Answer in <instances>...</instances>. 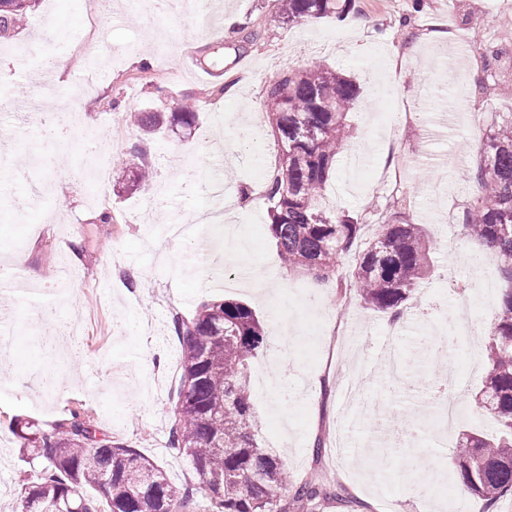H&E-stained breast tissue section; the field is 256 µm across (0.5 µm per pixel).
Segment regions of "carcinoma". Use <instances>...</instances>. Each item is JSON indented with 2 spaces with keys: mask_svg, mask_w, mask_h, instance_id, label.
<instances>
[{
  "mask_svg": "<svg viewBox=\"0 0 512 512\" xmlns=\"http://www.w3.org/2000/svg\"><path fill=\"white\" fill-rule=\"evenodd\" d=\"M37 0H0V37L27 18ZM274 23L303 24L342 19L352 0H277ZM358 89L347 74L314 64L282 71L265 86L264 105L278 147L279 165L265 177L267 230L284 265L321 282L339 262L357 254L353 287L366 308L397 319L428 271L429 240L423 225L400 212L374 225L359 247L365 225L322 207L323 191L349 134L348 112ZM198 105L177 102L169 112H137L133 124L149 138L200 119ZM470 180L476 196L463 212L466 235L490 246L503 278L497 322L481 348L487 375L480 394L496 420L492 436L460 435L453 453L456 490L497 501L512 495V114L490 127ZM152 166L140 158L131 183L148 188ZM180 345L179 387L169 447L189 458L195 481L176 489L163 469L131 446L98 431L89 417L71 411L50 433H16L26 462L42 464L38 482L21 483L19 512H98L88 493L98 488L108 512H198V488L209 512H314L329 497H342L331 483H288L278 460L257 441L250 400V365L265 347L256 312L237 300L205 301L190 317H172ZM449 346L426 340L429 362Z\"/></svg>",
  "mask_w": 512,
  "mask_h": 512,
  "instance_id": "1",
  "label": "carcinoma"
}]
</instances>
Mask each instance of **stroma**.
Masks as SVG:
<instances>
[{
	"instance_id": "1",
	"label": "stroma",
	"mask_w": 512,
	"mask_h": 512,
	"mask_svg": "<svg viewBox=\"0 0 512 512\" xmlns=\"http://www.w3.org/2000/svg\"><path fill=\"white\" fill-rule=\"evenodd\" d=\"M217 22L199 35L195 14L147 19L129 0H40L7 38H0V263L26 251L14 282L0 283V315L17 341L14 357L0 360V512H15L21 475L34 469L22 461L13 428L34 421L51 431L69 411L88 413L98 427L161 465L174 487L192 480L187 460L168 446L180 376L179 344L170 333L174 314L189 316L200 303L239 299L253 307L268 336L259 363L287 368L301 386L277 409L273 386L252 391L265 446L273 447L289 480L322 478L346 490L347 502L321 501L316 512H512V497L496 504L466 494L435 503L406 496L410 475L440 486L454 484L450 459L462 430L493 432L495 422L475 400L487 367L478 344L494 323L506 282L493 260L481 268L467 263L477 242L465 237L460 216L475 194L466 179L483 149L486 131L499 113H512V97H480L490 84L483 71L485 49L512 58L511 22L496 17L495 0H354L348 19L321 18L305 25L266 28L275 0H212ZM104 16L92 34L96 50L112 54L104 78L90 89L80 81L88 64L71 52L87 32L90 16ZM234 24H226V17ZM257 33L242 42L240 26ZM451 30L453 38H483L475 52L459 58L431 33ZM149 65L136 63L138 55ZM65 55L69 71L56 79L47 61ZM321 63L356 80L359 97L349 112L350 138L336 159V176L326 189L336 213L377 223L381 213L402 208L424 225L431 241V274L405 310L403 327L388 315L366 309L358 296L337 302L338 284H349L350 261L337 268L335 286L312 306V278L288 274L266 236L265 174L278 162L272 136L243 140L240 126L266 122L263 90L280 71ZM479 70L467 76L468 67ZM236 95L214 96L216 85ZM464 97L469 112L445 137L427 130L448 111L449 99ZM81 105L80 128L71 133L54 167L40 166L51 149L41 113ZM180 100L200 105L205 117L192 134H164L151 148L154 182L164 188L150 224L136 216L149 196L112 181L113 165L137 162L141 144L134 112H166ZM117 127L119 140L104 141L93 160L111 205L92 204L88 183L73 178L82 163L85 139ZM223 185L235 219L226 241L246 239L249 252L228 250V264L213 266L202 280L198 262L212 252L189 216L199 206L200 171ZM113 215L99 223L102 212ZM164 247H157V240ZM260 271L264 295L246 284L228 285V271ZM39 271L40 283L29 282ZM135 281H127L126 273ZM469 320L472 334L461 339L449 371L455 393L466 399L460 418L438 438L439 415L419 406L422 395L444 384L449 371L431 368L408 390V402L392 397L386 375L364 373L361 398L397 413L396 428L427 437L392 449L390 466L365 454L340 463L335 433L353 398L346 390L360 359H376L384 345L408 351L423 336L451 333L455 318ZM324 448H316V440Z\"/></svg>"
}]
</instances>
